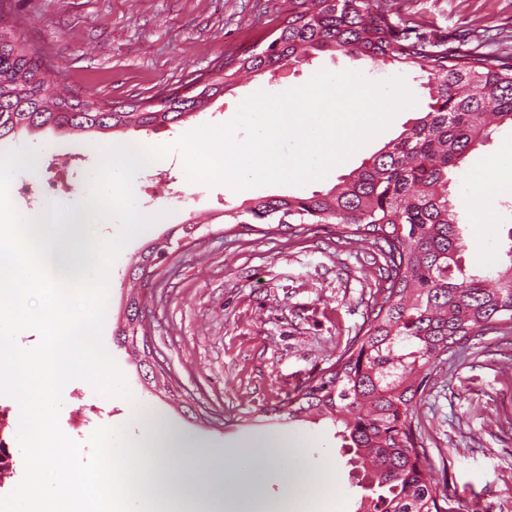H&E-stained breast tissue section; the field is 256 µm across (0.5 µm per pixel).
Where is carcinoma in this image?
Returning <instances> with one entry per match:
<instances>
[{
    "instance_id": "1",
    "label": "carcinoma",
    "mask_w": 512,
    "mask_h": 512,
    "mask_svg": "<svg viewBox=\"0 0 512 512\" xmlns=\"http://www.w3.org/2000/svg\"><path fill=\"white\" fill-rule=\"evenodd\" d=\"M327 52L420 70L429 111L329 190L260 196L224 216L234 224H338L348 236L373 239L386 272L382 300L333 368L290 401L287 419L336 427L365 490L356 512H452L414 443L413 401L440 354L495 321H512V244L496 277L469 272L450 190L467 154L494 128L512 126L511 56L433 49L395 25L379 0H288L278 36L228 55L223 73L194 95L173 88L161 106L110 105L62 93L50 66L0 19V141L47 126L86 134L169 127L242 73L272 76ZM168 245L148 247L139 277L153 275ZM116 339L149 366L139 297L129 299Z\"/></svg>"
}]
</instances>
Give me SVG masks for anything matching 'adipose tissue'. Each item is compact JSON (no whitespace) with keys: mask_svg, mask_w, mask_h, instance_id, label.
Returning <instances> with one entry per match:
<instances>
[{"mask_svg":"<svg viewBox=\"0 0 512 512\" xmlns=\"http://www.w3.org/2000/svg\"><path fill=\"white\" fill-rule=\"evenodd\" d=\"M511 192L512 147L502 149L470 176L464 197L479 213L481 223L488 224L496 198ZM11 226L15 237L37 241L39 249L34 253H14L9 273L18 290L41 289L55 317L45 327L38 356L17 355L0 340V382L41 409L53 394L74 380L78 367L96 360L91 344L75 342L74 337L80 319L93 317L105 305L111 284L95 274L105 263L103 255L79 259L62 246L52 231L49 211L14 217ZM155 430L153 423H146L139 445L150 452L146 469L157 492L154 508L156 512H168L165 493L171 483L169 463L186 457L187 452L174 433L160 437ZM268 446V441L258 442L246 475L225 472L192 483V492L184 500L181 512H288L287 498L271 502L262 494L266 484L288 478L287 473L272 466ZM124 473L123 466L112 465L106 457L94 468L75 466L70 480H56L55 491L58 497H66L69 482H76L83 489L77 512H113L114 485Z\"/></svg>","mask_w":512,"mask_h":512,"instance_id":"adipose-tissue-1","label":"adipose tissue"}]
</instances>
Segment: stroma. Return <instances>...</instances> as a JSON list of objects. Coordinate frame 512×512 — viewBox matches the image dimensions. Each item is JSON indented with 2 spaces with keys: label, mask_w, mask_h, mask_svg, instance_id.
Returning <instances> with one entry per match:
<instances>
[{
  "label": "stroma",
  "mask_w": 512,
  "mask_h": 512,
  "mask_svg": "<svg viewBox=\"0 0 512 512\" xmlns=\"http://www.w3.org/2000/svg\"><path fill=\"white\" fill-rule=\"evenodd\" d=\"M390 18L426 40L462 53L476 49L512 53V0H383ZM283 0H0L15 33L62 72L72 95L106 103H129L214 72L225 54L240 52L275 33ZM354 70L372 81L401 73L344 53L322 54L311 64L284 68L276 77L241 78L203 111L174 128H129L74 141L43 129L33 137L0 144V156L26 148L38 170L10 173L0 208L31 211L15 190L33 175L56 189L61 162H69L68 190L88 181L102 149L137 145L151 150L206 124L223 123L250 94H278L303 85L320 69ZM404 75L417 99L388 130L396 138L429 102L420 71ZM184 194L166 221L132 239L112 264V293L105 318L89 323L93 341L109 358L77 379L86 403L101 408L83 434L69 424L70 387L51 400L43 433L60 446L50 459L58 470L79 449L85 466L97 465L106 449L133 447L141 417L173 429L204 465L235 471L251 464L257 440L298 442L297 453L280 456L277 468L297 474L324 496L327 508L355 512L362 490L331 422L281 419L279 411L336 361L365 328L378 299L376 249L370 240L345 239L336 224L310 230L224 223V211L245 196L225 184L190 185L178 153L140 171L135 185L156 173ZM495 220L481 223L468 209L459 218L465 265L494 274L512 241V195L494 202ZM203 224L193 237L173 243L155 274L141 286L150 348L165 365L167 384L146 380L130 351L113 336L124 319L130 270L145 249L165 241L190 217ZM13 324L0 329L11 345L21 337L40 349L50 317L39 292L19 294ZM413 431L427 452L440 496L454 512H503L512 501V325L464 341L441 354L413 401Z\"/></svg>",
  "instance_id": "1"
}]
</instances>
